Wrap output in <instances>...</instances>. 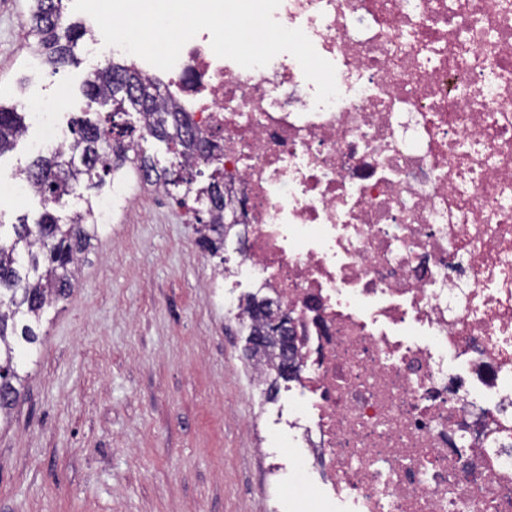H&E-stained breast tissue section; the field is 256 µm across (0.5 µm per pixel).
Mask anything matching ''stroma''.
<instances>
[{
    "label": "stroma",
    "instance_id": "1",
    "mask_svg": "<svg viewBox=\"0 0 512 512\" xmlns=\"http://www.w3.org/2000/svg\"><path fill=\"white\" fill-rule=\"evenodd\" d=\"M30 0H0V103L52 105L57 137L103 118L83 93L101 59L30 68ZM0 156V176L37 156L44 127ZM188 208L135 188L83 257L69 297L47 309L10 424H0V512H270L251 424L246 339L212 287L215 259Z\"/></svg>",
    "mask_w": 512,
    "mask_h": 512
}]
</instances>
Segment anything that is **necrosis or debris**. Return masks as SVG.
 Segmentation results:
<instances>
[{
	"instance_id": "necrosis-or-debris-1",
	"label": "necrosis or debris",
	"mask_w": 512,
	"mask_h": 512,
	"mask_svg": "<svg viewBox=\"0 0 512 512\" xmlns=\"http://www.w3.org/2000/svg\"><path fill=\"white\" fill-rule=\"evenodd\" d=\"M333 63L246 69L209 32L161 75L244 203L250 280L290 310L282 414L318 512H512V0H281Z\"/></svg>"
}]
</instances>
